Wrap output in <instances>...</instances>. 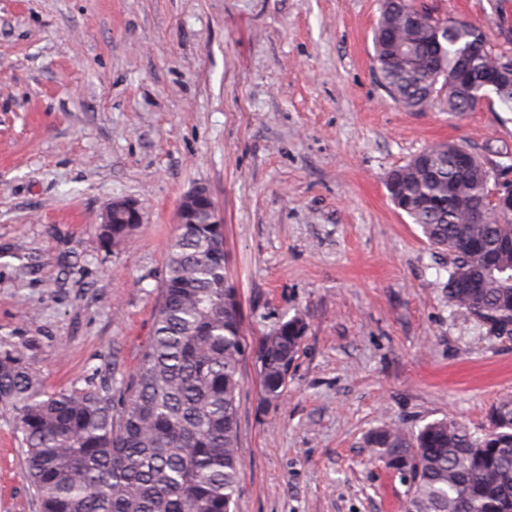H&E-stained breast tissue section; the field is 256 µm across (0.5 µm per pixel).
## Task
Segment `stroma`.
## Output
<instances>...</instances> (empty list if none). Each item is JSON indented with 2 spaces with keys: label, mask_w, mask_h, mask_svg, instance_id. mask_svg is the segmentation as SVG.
Instances as JSON below:
<instances>
[{
  "label": "stroma",
  "mask_w": 512,
  "mask_h": 512,
  "mask_svg": "<svg viewBox=\"0 0 512 512\" xmlns=\"http://www.w3.org/2000/svg\"><path fill=\"white\" fill-rule=\"evenodd\" d=\"M491 44L512 0H417ZM383 0H0V345L50 390L114 386L152 333L182 196L224 219L249 352L233 512H405L364 435L453 417L482 431L512 397V336L448 305V252L385 181L456 140L512 152V112L394 104L373 61ZM116 198L143 220L104 244ZM305 335L284 397L261 396L256 350ZM0 512H39L0 410Z\"/></svg>",
  "instance_id": "35a3bbf8"
}]
</instances>
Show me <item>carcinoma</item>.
<instances>
[{
  "instance_id": "cac0c4a2",
  "label": "carcinoma",
  "mask_w": 512,
  "mask_h": 512,
  "mask_svg": "<svg viewBox=\"0 0 512 512\" xmlns=\"http://www.w3.org/2000/svg\"><path fill=\"white\" fill-rule=\"evenodd\" d=\"M374 35L380 80L400 106L423 110L447 92L466 112L493 93L512 111V31L489 44L476 26L405 16L413 0H385ZM498 66L496 87L458 81L463 54ZM455 141L435 142L392 170L389 192L427 242L453 256L448 306L488 332L512 333V214L487 199L498 168L457 160ZM135 224H102L104 242ZM305 331L280 322L259 350L265 401L285 393V375ZM245 354L239 289L224 269L214 224H181L170 245L153 336L132 376L111 389L48 391L20 351L0 349V410L12 415L40 512H231L242 474L238 441ZM371 459L406 486V512H512V398L493 406L483 432L443 418L416 431L391 423L363 439Z\"/></svg>"
}]
</instances>
